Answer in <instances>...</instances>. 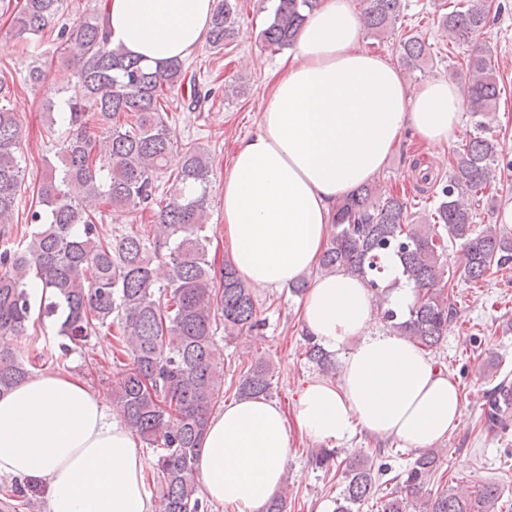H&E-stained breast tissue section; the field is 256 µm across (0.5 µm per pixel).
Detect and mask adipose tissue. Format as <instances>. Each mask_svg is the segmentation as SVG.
<instances>
[{
	"label": "adipose tissue",
	"instance_id": "ef3b65f1",
	"mask_svg": "<svg viewBox=\"0 0 512 512\" xmlns=\"http://www.w3.org/2000/svg\"><path fill=\"white\" fill-rule=\"evenodd\" d=\"M215 0H108L112 44L155 64L190 56ZM351 0H316L275 81L258 132L224 179V232L241 276L285 288L316 267L336 203L384 165L405 127L428 144L462 130V90L436 79L411 87L390 61L363 50ZM304 328L344 351L337 380H313L294 419L256 398L214 415L196 472L204 494L233 512H263L280 488L290 429L325 442L354 429L423 450L459 424L458 385L408 339L376 329L362 280L317 277L301 305ZM146 460L132 430L78 376H32L0 396V475L42 482L48 512H153Z\"/></svg>",
	"mask_w": 512,
	"mask_h": 512
}]
</instances>
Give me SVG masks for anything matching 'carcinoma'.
Here are the masks:
<instances>
[{"label": "carcinoma", "instance_id": "carcinoma-1", "mask_svg": "<svg viewBox=\"0 0 512 512\" xmlns=\"http://www.w3.org/2000/svg\"><path fill=\"white\" fill-rule=\"evenodd\" d=\"M64 2L22 0L12 17L14 36L24 40L53 31ZM315 3L275 0L262 32L267 49L292 47ZM403 10V0H366L364 27L380 37L394 28ZM236 12L237 0H224L215 9L210 48H224ZM101 17L94 14L59 29L60 62L73 71L74 83L57 90L60 98L46 100L45 110L68 134L37 187L27 216L30 229L0 251V394L31 377L47 358L61 362L93 336L113 338L95 364L118 369L110 383L112 407L155 452L161 512H207L195 462L223 398L217 336L257 330L262 319L235 264L227 260L218 270L208 259L210 152L189 148L170 169L177 142L164 113L171 93L186 84L189 105L198 104L202 90L195 76L181 60L153 66L111 45ZM487 21V10L472 5L453 8L438 24L449 41L466 45ZM400 50L403 65L414 70L427 44L409 35ZM468 70L476 133L457 153L448 181L435 190L430 220L414 222L404 198L383 197L376 185H363L336 205L318 266L321 274L361 276L386 327L428 349L447 335L451 317L444 282L448 242L460 241L458 267L468 282H482L494 268H512V237L494 225L474 229L476 207L496 181L497 169H512V160H500L497 144L483 136L484 118L497 107L498 70L485 51L469 55ZM11 94L10 84L0 79L1 225L12 223L25 179L19 119L5 105ZM164 176L171 185L161 191L158 181ZM103 203L121 216L148 212L156 223L147 231L131 226L109 232L98 223ZM390 258L399 260L402 279L414 289V300L404 310L391 307L399 280L387 279ZM160 262L167 267L163 282L155 273ZM34 286L41 294L31 292ZM35 319H49L57 328L59 340L48 356L33 353L27 342ZM305 355L320 374L335 376V357L309 334ZM509 388L502 380L488 396L484 424L489 433L508 427L512 401L503 397ZM271 391V367L257 357L239 378L238 397H268ZM438 469L439 454L430 449L385 480L401 491L381 496V512H499L501 490L494 483L474 491L443 487L422 499ZM387 472L389 467L374 465L372 457L354 455L334 512H359L378 493ZM23 497L25 487L16 481L0 487V512H12L13 501Z\"/></svg>", "mask_w": 512, "mask_h": 512}]
</instances>
